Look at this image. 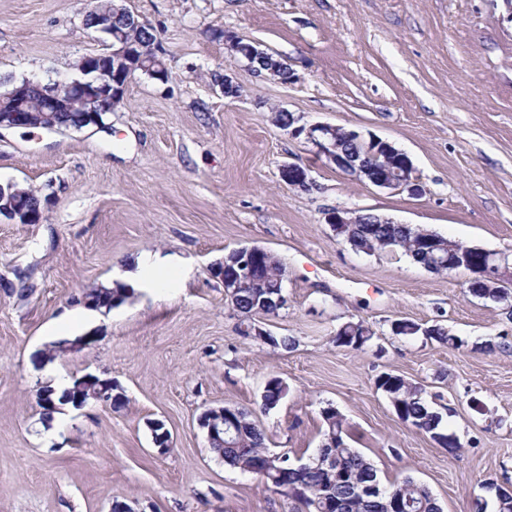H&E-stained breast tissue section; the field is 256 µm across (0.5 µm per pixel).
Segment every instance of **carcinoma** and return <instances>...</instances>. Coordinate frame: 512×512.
I'll return each mask as SVG.
<instances>
[{
    "instance_id": "carcinoma-1",
    "label": "carcinoma",
    "mask_w": 512,
    "mask_h": 512,
    "mask_svg": "<svg viewBox=\"0 0 512 512\" xmlns=\"http://www.w3.org/2000/svg\"><path fill=\"white\" fill-rule=\"evenodd\" d=\"M126 36L133 42L144 45L152 44L157 40L155 29L151 26L126 28ZM253 66L264 72L270 67H278L280 77L288 81L289 67L285 61L270 53H264ZM340 236L352 248L365 254H381L389 249L411 258L415 263L429 270L437 266L448 271V242L447 237L407 224H356L353 228H346ZM264 291L255 288H246L238 293L231 302L232 307L240 313L247 323L241 330L242 336L249 337L250 318L257 314L274 315L281 306L266 304L261 301ZM94 306L113 307V301L124 300L123 295L117 291H107L95 288L86 294ZM392 330L398 336H415L423 333L426 338L456 348L461 340L448 334V330L439 324L421 327L420 324L410 320L399 319L392 323ZM371 340V332L360 322L349 321L343 324L336 332L335 342L340 347L352 350H361ZM376 389L386 394L393 401V408L398 419L406 426L415 429L421 434L430 436L436 443L445 448L454 450L459 448L457 438L452 433L445 432L443 416L428 404L423 389L417 384L393 373L384 372L375 378ZM287 386L278 377L270 378L262 395L263 407H275L286 395ZM323 431L321 447L317 452H329L336 455V467L353 472L357 484L349 488H336L330 485L324 473L315 468L297 471L288 468L284 463H273L268 471L261 476L264 484L270 488H298L305 492L303 497L290 499V512H323L324 501L330 497L343 499L341 512H385L386 496L402 493L416 503V508L422 512H441L436 498L424 485L407 478L400 483L388 486L381 484L377 472L366 457L352 448L346 441L347 429L342 415L332 408L322 411ZM238 435L233 440L214 443L210 450L224 459V463L244 473L255 470L259 463L265 462L263 458L267 448V435L252 414L237 409Z\"/></svg>"
}]
</instances>
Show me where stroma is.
Returning a JSON list of instances; mask_svg holds the SVG:
<instances>
[{"instance_id":"35a3bbf8","label":"stroma","mask_w":512,"mask_h":512,"mask_svg":"<svg viewBox=\"0 0 512 512\" xmlns=\"http://www.w3.org/2000/svg\"><path fill=\"white\" fill-rule=\"evenodd\" d=\"M152 24L166 81L129 83L103 127L0 131V183L46 198L37 224L0 222V512H289L287 497L225 466L198 418L209 408L252 412L268 448L308 458L322 410L334 407L382 483L413 478L442 512H494L512 485V312L470 295L468 271L437 274L401 254L368 255L338 237L332 209L367 210L512 257V15L502 0H125ZM90 0H0V80L78 76L105 52L82 23ZM287 61L283 84L257 74L225 34ZM239 85L224 95L218 78ZM303 122L372 133L406 153L415 189L348 176L304 139ZM286 163L314 189L285 185ZM258 245L286 268V304L256 325L293 338L274 348L240 333L241 318L210 268ZM146 259L176 270L95 319L94 343L58 358L68 376L113 380L121 409H70L45 442L31 366L53 326L85 293ZM435 322L448 348L393 335L391 323ZM360 321L364 349L336 346ZM493 341V352L480 350ZM417 382L461 449L407 428L373 381ZM287 395L262 408L266 381ZM162 422L171 447L159 453ZM281 180L292 187L309 190L316 186L307 167L296 163L284 164L280 169Z\"/></svg>"}]
</instances>
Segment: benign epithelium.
Instances as JSON below:
<instances>
[{"label": "benign epithelium", "mask_w": 512, "mask_h": 512, "mask_svg": "<svg viewBox=\"0 0 512 512\" xmlns=\"http://www.w3.org/2000/svg\"><path fill=\"white\" fill-rule=\"evenodd\" d=\"M121 15L131 26L140 27L146 21L130 13L121 5H112L109 11H99L91 8L86 12L84 20L95 24V29L104 34L109 41V51L95 56L83 58L79 64L82 77L71 81H55L48 85L49 103L40 108V122L36 127L49 131L55 130L53 112L63 107L79 106L87 112H109L112 101L124 96L130 80L135 73L145 70L144 61L147 59V49L139 43L127 40L123 34L112 28V16ZM229 47L246 61L262 53L257 46L245 43L239 39L229 40ZM30 81L24 86L15 85L0 94V129L17 128L22 123L17 121V113L27 111L28 88ZM339 125L328 123L299 124L288 129L291 136H300L311 143L319 155L334 164L337 169L351 176H365V181L380 189L397 190L408 186L414 179V166L410 158L391 143L373 135L369 136L368 147L377 156L391 158V164L383 168V173L374 175L368 169L366 161L357 160V156H348L339 151ZM281 180L292 187L309 190L315 187V181L310 175V169L296 163H288L280 169ZM44 209L37 212L28 209L27 204L18 197L6 193L0 184V218L12 224L25 221L28 224H38L42 220ZM374 216L361 215L348 210L333 209L326 216L329 224H371ZM476 248L456 252V260L448 262V270L456 267H467L472 275L486 284L502 282L501 265L486 256L479 262L475 258ZM234 256L236 270L230 277L224 276V265L211 266L210 272L224 282V294L233 295L240 288H279L285 275L269 264L261 266V262L273 256V253L261 246L240 247L231 251ZM74 387L68 390L70 395L83 393L84 388L95 385L93 396L96 401L109 404L115 397L112 381L102 379L93 374H84L73 378ZM200 426L206 429L208 439H223L231 434L229 425L225 424L224 408H209L199 417Z\"/></svg>", "instance_id": "obj_1"}]
</instances>
